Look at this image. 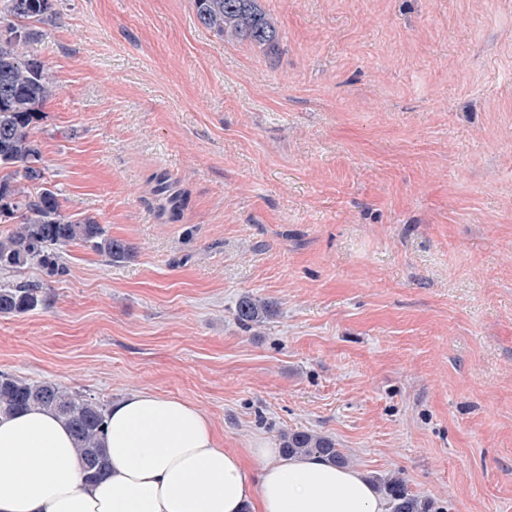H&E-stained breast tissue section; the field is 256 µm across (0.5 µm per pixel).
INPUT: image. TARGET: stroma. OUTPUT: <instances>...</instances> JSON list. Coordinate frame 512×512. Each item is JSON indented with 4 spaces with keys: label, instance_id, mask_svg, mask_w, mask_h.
Listing matches in <instances>:
<instances>
[{
    "label": "stroma",
    "instance_id": "35a3bbf8",
    "mask_svg": "<svg viewBox=\"0 0 512 512\" xmlns=\"http://www.w3.org/2000/svg\"><path fill=\"white\" fill-rule=\"evenodd\" d=\"M55 5L34 135L63 212L137 253L0 271L46 288L0 317V371L191 401L237 451L315 431L441 512H512V0H261L273 52L192 0ZM269 304L252 295L244 296L237 307V318L244 325L259 323L269 313Z\"/></svg>",
    "mask_w": 512,
    "mask_h": 512
}]
</instances>
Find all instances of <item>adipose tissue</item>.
Masks as SVG:
<instances>
[{"mask_svg": "<svg viewBox=\"0 0 512 512\" xmlns=\"http://www.w3.org/2000/svg\"><path fill=\"white\" fill-rule=\"evenodd\" d=\"M105 479L87 481L67 425L0 417V512H385L361 473L260 440L225 448L192 402L138 389L109 410Z\"/></svg>", "mask_w": 512, "mask_h": 512, "instance_id": "adipose-tissue-1", "label": "adipose tissue"}]
</instances>
